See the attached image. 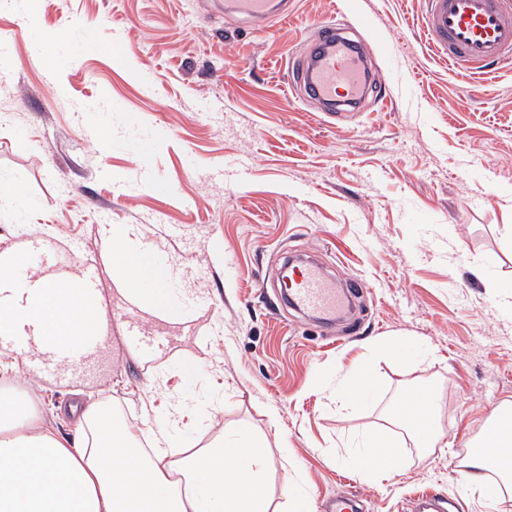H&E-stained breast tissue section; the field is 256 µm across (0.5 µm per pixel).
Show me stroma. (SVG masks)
Returning a JSON list of instances; mask_svg holds the SVG:
<instances>
[{"label": "stroma", "mask_w": 512, "mask_h": 512, "mask_svg": "<svg viewBox=\"0 0 512 512\" xmlns=\"http://www.w3.org/2000/svg\"><path fill=\"white\" fill-rule=\"evenodd\" d=\"M341 2L292 0L290 24L264 27L220 0H40L22 28V0L0 10V180L28 194L20 210L0 201V249L35 237L98 266L112 327L92 358L27 369L29 396L71 439L62 409L77 397L110 395L148 430L172 398L219 395L207 437L252 430L278 512H325L344 493L365 512H411L422 490L446 512H512L497 472L493 498L463 488L458 466L512 402V311L498 302L512 294V63L461 78L426 40L428 0H357L352 35L389 93L330 115L292 91L288 66ZM116 224L184 268L179 323L119 300ZM304 251L362 289L357 328L288 307L277 268ZM359 367L373 387L330 401ZM431 389L441 448L387 422ZM372 429L396 450L390 478L355 462Z\"/></svg>", "instance_id": "1"}]
</instances>
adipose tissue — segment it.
<instances>
[{"label":"adipose tissue","instance_id":"1","mask_svg":"<svg viewBox=\"0 0 512 512\" xmlns=\"http://www.w3.org/2000/svg\"><path fill=\"white\" fill-rule=\"evenodd\" d=\"M140 234L135 224L112 228L118 293L147 311L178 317L181 309L169 286L172 270L154 264L140 246ZM18 257L14 248L0 252V311L9 313L0 331L29 329L23 357L0 361V512H269V460L248 430L228 439L216 436L169 459L168 448L185 431L181 399L169 401L155 417L150 451L108 395L79 406L76 442L41 423L19 378L23 358H58L60 348L79 337L103 333L106 320L97 298L83 297L72 263L35 269L19 280L9 272ZM77 296L85 310L79 318L71 312ZM438 401L434 391L423 399L409 397L391 423L410 435L426 431L429 446L437 447L442 435L433 429L432 416ZM492 422L494 440L471 442L460 470L465 485L475 489H485V471L497 459L502 477H512V405H499Z\"/></svg>","mask_w":512,"mask_h":512}]
</instances>
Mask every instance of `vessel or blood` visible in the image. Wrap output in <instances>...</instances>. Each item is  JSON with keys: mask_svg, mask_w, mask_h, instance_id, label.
<instances>
[{"mask_svg": "<svg viewBox=\"0 0 512 512\" xmlns=\"http://www.w3.org/2000/svg\"><path fill=\"white\" fill-rule=\"evenodd\" d=\"M224 10L259 27L290 17L288 0H224ZM422 26L461 73L483 74L491 65L512 60V13L501 0H431ZM375 80L360 43L338 25L321 26L305 60L291 70L292 89L303 90L331 111L359 106ZM283 283L293 307L311 318L333 319L350 305L349 293L311 260L290 267Z\"/></svg>", "mask_w": 512, "mask_h": 512, "instance_id": "obj_1", "label": "vessel or blood"}]
</instances>
